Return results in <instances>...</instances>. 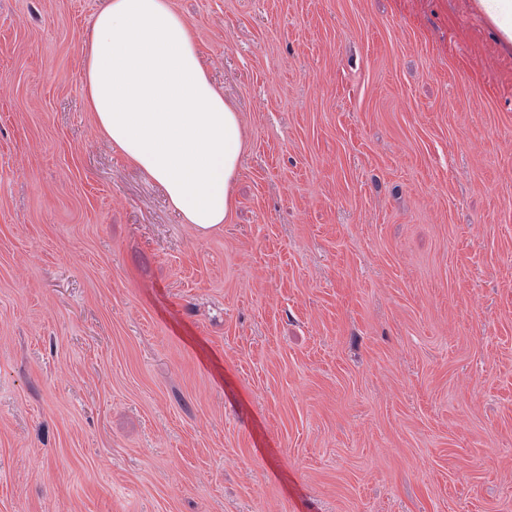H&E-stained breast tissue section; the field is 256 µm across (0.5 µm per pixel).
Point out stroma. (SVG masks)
<instances>
[{"label":"stroma","instance_id":"obj_1","mask_svg":"<svg viewBox=\"0 0 512 512\" xmlns=\"http://www.w3.org/2000/svg\"><path fill=\"white\" fill-rule=\"evenodd\" d=\"M171 2L247 138L205 234L86 108L103 0H0V512H512V46Z\"/></svg>","mask_w":512,"mask_h":512}]
</instances>
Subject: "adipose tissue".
Masks as SVG:
<instances>
[{"label": "adipose tissue", "instance_id": "1", "mask_svg": "<svg viewBox=\"0 0 512 512\" xmlns=\"http://www.w3.org/2000/svg\"><path fill=\"white\" fill-rule=\"evenodd\" d=\"M83 57L100 132L163 188L184 223L220 228L247 143L171 0H106Z\"/></svg>", "mask_w": 512, "mask_h": 512}]
</instances>
